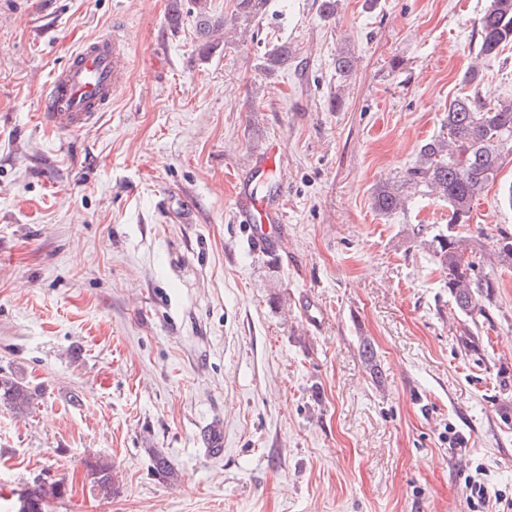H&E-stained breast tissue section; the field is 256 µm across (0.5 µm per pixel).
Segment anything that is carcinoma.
<instances>
[{"label":"carcinoma","instance_id":"obj_1","mask_svg":"<svg viewBox=\"0 0 512 512\" xmlns=\"http://www.w3.org/2000/svg\"><path fill=\"white\" fill-rule=\"evenodd\" d=\"M195 22L200 33L208 36L204 52L218 49L216 32L224 29V20L214 19L205 0H194ZM267 0H235L236 17L246 22L261 18ZM512 45V0H490L480 22L477 57L485 61ZM355 66V57L342 50L336 55V71L346 77ZM512 156V101L494 104L480 102L478 94L454 99L448 106L440 132L420 147L417 159L398 181L379 184L373 194L374 208L393 214L405 208L409 198L419 192L448 202V224L456 231L439 233L425 242L442 269L447 271L448 291L457 308L468 315L478 308V299L495 294L499 283L488 273L479 275L476 267L487 258L473 255L468 227L474 201L492 182L507 157ZM490 254L502 265H512V233L498 231L492 236ZM37 393L23 379L0 376V404L24 415L35 404ZM85 465L92 476L97 495L109 498L115 493L112 464L90 458ZM153 472L159 479L175 483L178 474L161 454L153 455ZM64 484L50 488L36 483L18 497L17 512H46L47 498L63 495Z\"/></svg>","mask_w":512,"mask_h":512}]
</instances>
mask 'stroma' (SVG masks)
<instances>
[{
    "label": "stroma",
    "mask_w": 512,
    "mask_h": 512,
    "mask_svg": "<svg viewBox=\"0 0 512 512\" xmlns=\"http://www.w3.org/2000/svg\"><path fill=\"white\" fill-rule=\"evenodd\" d=\"M488 0H268L205 56L171 0H0V496L63 482L49 512H493L512 499V266L459 311L421 240L448 204L372 206L457 95L512 98V46L465 74ZM117 35L130 60L80 131L44 123L52 72ZM287 65L267 70L275 47ZM354 71L336 72L340 49ZM280 145L284 242L252 249L235 181ZM507 158L470 233L512 230ZM314 305L308 322L302 303ZM370 340L382 372L361 356ZM219 428L220 454L205 436ZM179 474L154 476V453ZM112 465L116 493L84 465ZM481 483L488 498L471 495ZM37 393L31 391L22 378L0 376V404L18 415H24L35 404ZM85 465L92 476V487L97 491V495L110 498L116 491L111 463L101 457H94L86 460Z\"/></svg>",
    "instance_id": "obj_1"
}]
</instances>
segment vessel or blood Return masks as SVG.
I'll use <instances>...</instances> for the list:
<instances>
[{
	"label": "vessel or blood",
	"mask_w": 512,
	"mask_h": 512,
	"mask_svg": "<svg viewBox=\"0 0 512 512\" xmlns=\"http://www.w3.org/2000/svg\"><path fill=\"white\" fill-rule=\"evenodd\" d=\"M126 67L127 58L118 40L102 37L85 42L64 67L53 73L42 117L59 129L85 128L98 113L110 108ZM236 216L248 229L254 246L278 248L279 229L284 222L280 206L243 188L237 197Z\"/></svg>",
	"instance_id": "obj_1"
}]
</instances>
